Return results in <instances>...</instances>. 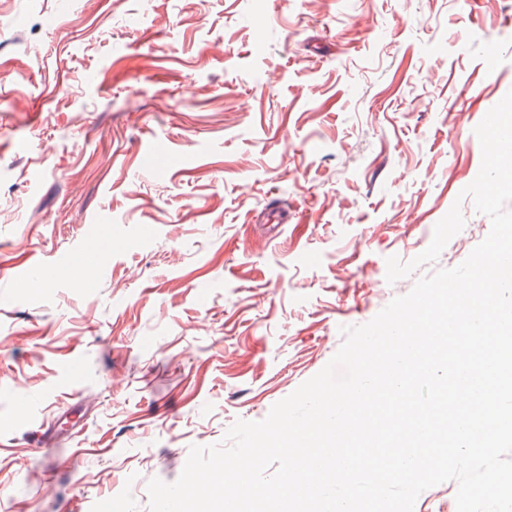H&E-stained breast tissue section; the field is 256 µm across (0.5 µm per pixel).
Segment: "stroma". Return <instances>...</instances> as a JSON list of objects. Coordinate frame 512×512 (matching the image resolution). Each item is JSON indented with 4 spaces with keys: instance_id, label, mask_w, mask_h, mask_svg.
I'll list each match as a JSON object with an SVG mask.
<instances>
[{
    "instance_id": "stroma-1",
    "label": "stroma",
    "mask_w": 512,
    "mask_h": 512,
    "mask_svg": "<svg viewBox=\"0 0 512 512\" xmlns=\"http://www.w3.org/2000/svg\"><path fill=\"white\" fill-rule=\"evenodd\" d=\"M511 90L512 0H0V512H148L341 327L461 264Z\"/></svg>"
}]
</instances>
